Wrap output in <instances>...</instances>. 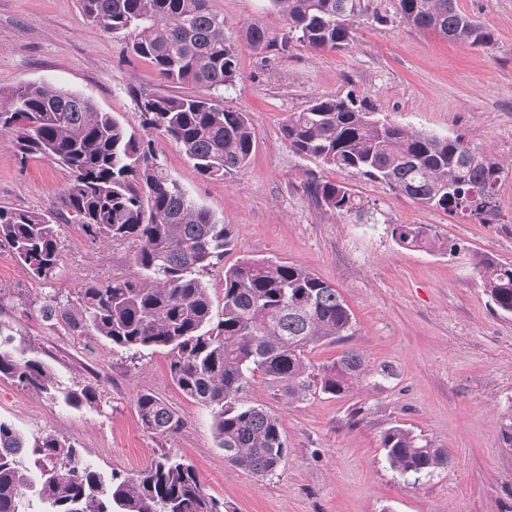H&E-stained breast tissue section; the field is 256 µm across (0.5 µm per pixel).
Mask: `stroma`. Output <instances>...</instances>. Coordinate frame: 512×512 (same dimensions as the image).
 Masks as SVG:
<instances>
[{
  "instance_id": "35a3bbf8",
  "label": "stroma",
  "mask_w": 512,
  "mask_h": 512,
  "mask_svg": "<svg viewBox=\"0 0 512 512\" xmlns=\"http://www.w3.org/2000/svg\"><path fill=\"white\" fill-rule=\"evenodd\" d=\"M494 40L450 42L400 23L395 0H370L352 44L314 51L292 44L261 60L240 54L224 104L248 112L257 143L227 177L202 178L179 148L159 137L161 163L187 197L231 224L235 240L221 264L201 273L221 316L224 268L238 258L299 265L342 293L354 334L308 353L317 367L344 350L360 352L367 374L349 395L288 402L264 385L250 397L280 420L288 457L267 477L228 466L211 414L173 384L163 352L135 357L97 336H76L48 321V301L78 305L82 285L130 272V247L91 243L80 225L57 224L53 278L32 277L0 241V331L37 356L66 387L92 383L95 407L75 409L0 380V420L26 436L52 431L103 473H134L175 452L208 491L235 512H512V315L495 311L476 275L483 257L512 263V0H455ZM226 36L243 23L279 29L269 0H211ZM46 81L81 92L103 112L139 129L132 91L175 94L124 40L88 24L80 0H0V91ZM351 95L376 116L439 136H462L489 151L506 172L497 210L480 218L422 206L347 171L293 152L281 131L311 97ZM312 176L346 183L362 209L330 212L304 189ZM70 173L46 157L20 159L0 134V203L36 211L56 206ZM421 224L454 253L410 250L391 236ZM149 392L183 420L157 437L140 425L137 393ZM401 424L447 447V468L413 479L393 471L380 436Z\"/></svg>"
}]
</instances>
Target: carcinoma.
Returning <instances> with one entry per match:
<instances>
[{"mask_svg":"<svg viewBox=\"0 0 512 512\" xmlns=\"http://www.w3.org/2000/svg\"><path fill=\"white\" fill-rule=\"evenodd\" d=\"M90 24L121 33L132 54L164 80L202 90L195 95L135 91L142 132L128 128L91 99L47 82L0 92V131L14 137L22 157L54 158L71 174L59 205L38 212L0 205V241L38 279L59 262L56 224L75 219L93 242L130 244L131 273L80 289L76 310L50 305L46 317L79 335L100 336L142 354L164 351L169 374L184 397L211 410L216 447L237 469L273 474L288 454L281 423L250 400L263 383L300 401L318 391L348 395L366 375L363 356L348 350L317 370L307 353L352 335V312L335 286L287 262L242 258L224 268V311L213 317L200 271L214 266L234 230L196 205L171 177L152 136L175 143L205 179L241 168L256 146L248 113L224 106L215 93L239 75L240 46L256 55L284 53L292 43L313 50L350 45L359 15L353 0H269L283 22L276 33L262 22L243 25L242 44L224 33V16L210 0H81ZM400 22L474 47L492 33L460 12L455 0H396ZM282 133L298 154L340 171L356 172L429 208L481 217L496 208L504 168L459 136L442 137L371 118L351 96H316L288 113ZM307 192L328 210L348 214L361 201L344 183L312 178ZM412 249L455 250L436 243L422 224L391 231ZM475 271L493 307L512 314V263L483 257ZM0 338V379H10L75 408L101 401L91 384L57 387L51 368ZM144 430L164 436L182 420L165 402L139 393ZM390 467L402 476L448 467V449L394 425L381 435ZM0 512H232L208 492L197 469L170 452L144 469L109 476L51 432L29 440L0 421Z\"/></svg>","mask_w":512,"mask_h":512,"instance_id":"1","label":"carcinoma"}]
</instances>
